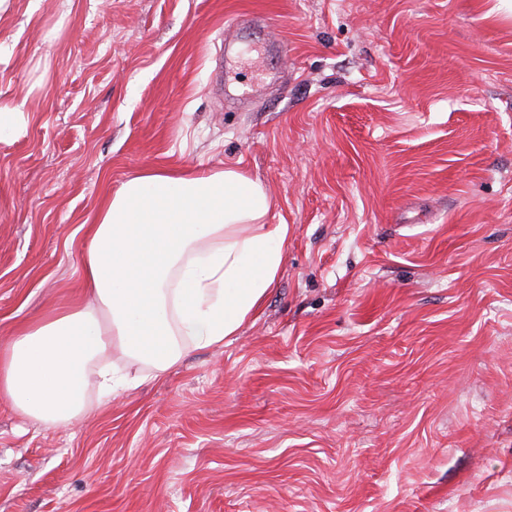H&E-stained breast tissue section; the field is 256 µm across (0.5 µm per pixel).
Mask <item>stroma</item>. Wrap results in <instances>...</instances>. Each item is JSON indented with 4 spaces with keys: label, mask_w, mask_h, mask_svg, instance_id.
Instances as JSON below:
<instances>
[{
    "label": "stroma",
    "mask_w": 512,
    "mask_h": 512,
    "mask_svg": "<svg viewBox=\"0 0 512 512\" xmlns=\"http://www.w3.org/2000/svg\"><path fill=\"white\" fill-rule=\"evenodd\" d=\"M497 0H9L0 342L72 303L145 168L290 225L223 345L58 426L0 400V512H512V21ZM242 51L221 55L226 35ZM263 90L244 107L226 99Z\"/></svg>",
    "instance_id": "35a3bbf8"
}]
</instances>
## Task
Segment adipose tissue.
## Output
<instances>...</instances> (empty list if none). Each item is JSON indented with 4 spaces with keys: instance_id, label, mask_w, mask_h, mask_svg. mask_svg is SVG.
I'll use <instances>...</instances> for the list:
<instances>
[{
    "instance_id": "ef3b65f1",
    "label": "adipose tissue",
    "mask_w": 512,
    "mask_h": 512,
    "mask_svg": "<svg viewBox=\"0 0 512 512\" xmlns=\"http://www.w3.org/2000/svg\"><path fill=\"white\" fill-rule=\"evenodd\" d=\"M265 185L236 168L145 169L104 197L80 225L81 305L15 326L0 345V397L46 426L132 382L112 370L114 341L149 359L161 377L180 337L223 343L254 317L283 263L289 225L269 223Z\"/></svg>"
}]
</instances>
